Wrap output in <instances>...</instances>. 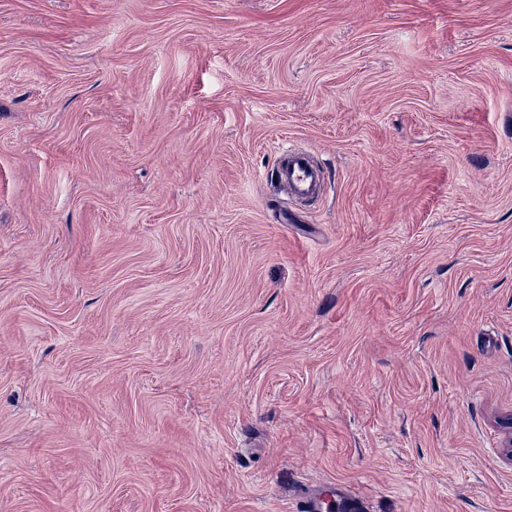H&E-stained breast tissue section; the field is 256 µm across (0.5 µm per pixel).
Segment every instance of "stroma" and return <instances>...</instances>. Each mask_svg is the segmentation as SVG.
<instances>
[{
	"mask_svg": "<svg viewBox=\"0 0 512 512\" xmlns=\"http://www.w3.org/2000/svg\"><path fill=\"white\" fill-rule=\"evenodd\" d=\"M330 482L512 512V0H0V512ZM277 177L294 196L300 198L316 195L326 182L325 172L314 164L310 154L297 149L284 151Z\"/></svg>",
	"mask_w": 512,
	"mask_h": 512,
	"instance_id": "obj_1",
	"label": "stroma"
}]
</instances>
